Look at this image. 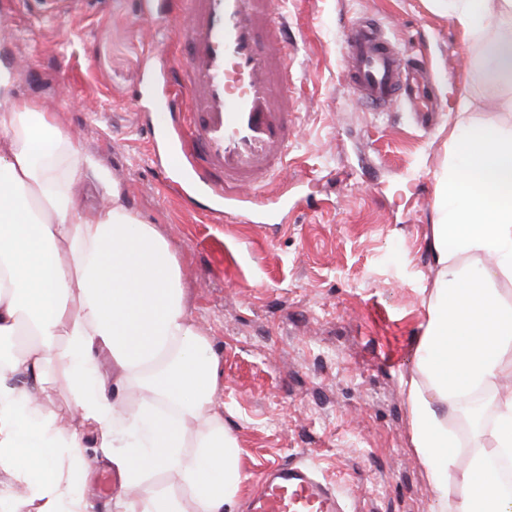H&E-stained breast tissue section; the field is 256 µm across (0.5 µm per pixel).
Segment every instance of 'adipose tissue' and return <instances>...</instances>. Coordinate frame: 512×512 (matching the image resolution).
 Listing matches in <instances>:
<instances>
[{
	"instance_id": "adipose-tissue-1",
	"label": "adipose tissue",
	"mask_w": 512,
	"mask_h": 512,
	"mask_svg": "<svg viewBox=\"0 0 512 512\" xmlns=\"http://www.w3.org/2000/svg\"><path fill=\"white\" fill-rule=\"evenodd\" d=\"M505 86L495 120L454 101L435 174L422 334L406 395L431 512H512V0H429ZM0 60V512H88L89 444L119 477L114 512H231L244 481L217 399L219 363L177 251L100 179L54 115L14 94ZM66 394L81 430L52 405ZM165 487L145 492L155 476Z\"/></svg>"
}]
</instances>
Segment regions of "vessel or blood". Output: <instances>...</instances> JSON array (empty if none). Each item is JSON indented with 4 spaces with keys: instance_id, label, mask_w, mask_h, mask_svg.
Returning <instances> with one entry per match:
<instances>
[{
    "instance_id": "vessel-or-blood-1",
    "label": "vessel or blood",
    "mask_w": 512,
    "mask_h": 512,
    "mask_svg": "<svg viewBox=\"0 0 512 512\" xmlns=\"http://www.w3.org/2000/svg\"><path fill=\"white\" fill-rule=\"evenodd\" d=\"M143 28L176 22L188 57L163 78L159 105L169 127L153 131L173 150L181 192L215 218L241 224L274 220L287 194H268L296 138L288 108L295 43L270 0H140ZM342 83L365 110L400 107L423 118L431 102L419 58L403 54L382 22L353 20L345 36ZM247 512H346L335 488L306 465L285 461L262 473Z\"/></svg>"
}]
</instances>
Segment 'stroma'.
<instances>
[{"instance_id":"obj_1","label":"stroma","mask_w":512,"mask_h":512,"mask_svg":"<svg viewBox=\"0 0 512 512\" xmlns=\"http://www.w3.org/2000/svg\"><path fill=\"white\" fill-rule=\"evenodd\" d=\"M297 39L296 141L281 224H215L185 207L148 152L155 109L138 0H81L65 16L0 0V51L20 59L16 93L54 114L123 202L177 250L194 318L219 360L224 425L245 477L236 512L267 467L295 459L348 512H430L432 488L410 442L401 380L433 276L426 237L450 108L460 91L496 117L501 88L427 0H272ZM377 15L400 51L419 48L438 101L433 126L360 108L341 82L349 19ZM224 244V263L207 249Z\"/></svg>"}]
</instances>
